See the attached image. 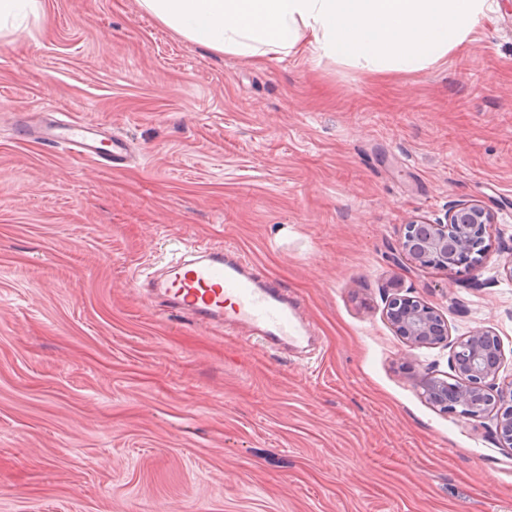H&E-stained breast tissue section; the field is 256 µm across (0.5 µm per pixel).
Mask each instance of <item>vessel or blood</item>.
<instances>
[{"label": "vessel or blood", "instance_id": "b4317fda", "mask_svg": "<svg viewBox=\"0 0 512 512\" xmlns=\"http://www.w3.org/2000/svg\"><path fill=\"white\" fill-rule=\"evenodd\" d=\"M17 131L114 169L125 167L131 155L126 139L55 112L43 113L38 125L19 121ZM194 252L193 259L181 256L165 263L160 277L152 282L171 308L205 326L220 325L225 317H232L266 349L303 336L297 309L288 305L277 286L264 284L252 272L245 256L227 245H198Z\"/></svg>", "mask_w": 512, "mask_h": 512}]
</instances>
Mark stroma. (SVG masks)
<instances>
[{"mask_svg": "<svg viewBox=\"0 0 512 512\" xmlns=\"http://www.w3.org/2000/svg\"><path fill=\"white\" fill-rule=\"evenodd\" d=\"M48 102L126 136L122 169L21 137ZM478 200V266L408 269L417 216ZM233 244L287 291L288 353L205 327L139 274ZM512 0L448 56L370 76L342 60L211 51L138 0H41L0 36V512H512V448L401 369L453 374L500 338L512 379ZM448 342L409 348L392 286Z\"/></svg>", "mask_w": 512, "mask_h": 512, "instance_id": "stroma-1", "label": "stroma"}]
</instances>
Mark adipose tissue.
<instances>
[{
  "label": "adipose tissue",
  "instance_id": "1",
  "mask_svg": "<svg viewBox=\"0 0 512 512\" xmlns=\"http://www.w3.org/2000/svg\"><path fill=\"white\" fill-rule=\"evenodd\" d=\"M204 47L262 58L310 52L367 73L417 72L465 41L490 0H139Z\"/></svg>",
  "mask_w": 512,
  "mask_h": 512
}]
</instances>
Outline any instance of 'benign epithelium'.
<instances>
[{"instance_id": "benign-epithelium-1", "label": "benign epithelium", "mask_w": 512, "mask_h": 512, "mask_svg": "<svg viewBox=\"0 0 512 512\" xmlns=\"http://www.w3.org/2000/svg\"><path fill=\"white\" fill-rule=\"evenodd\" d=\"M493 223L494 212L482 202H458L450 207L446 224L420 217L405 225L397 258L418 270L470 268L473 246H482L481 255L488 254L485 235L487 226ZM384 311L388 322L412 348L432 347L448 339L447 319L417 297L395 293L386 300ZM451 362L455 371L451 382L415 371L409 372V379L427 399L449 412L492 418L500 444L512 448V380L497 388L488 383L497 380L501 369L498 335L488 328H478L457 338L452 344Z\"/></svg>"}]
</instances>
